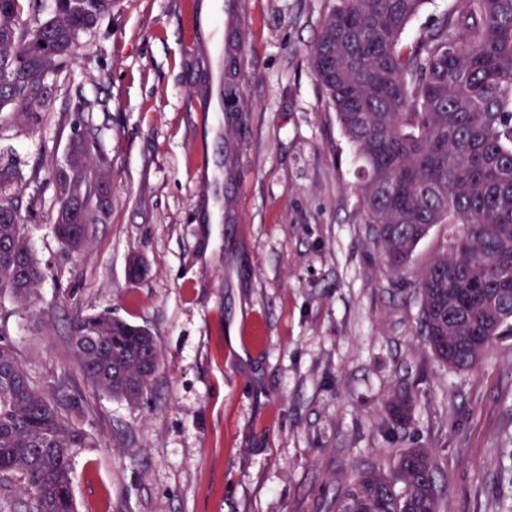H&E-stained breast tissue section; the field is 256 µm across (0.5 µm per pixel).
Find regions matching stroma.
Returning a JSON list of instances; mask_svg holds the SVG:
<instances>
[{"label":"stroma","instance_id":"obj_1","mask_svg":"<svg viewBox=\"0 0 512 512\" xmlns=\"http://www.w3.org/2000/svg\"><path fill=\"white\" fill-rule=\"evenodd\" d=\"M237 2V111L198 109L230 34L201 37L194 0H113L49 109L0 115L43 272L29 301L0 293V335L95 439L74 454L77 512H333L405 446L434 451L441 512H512V338L468 372L420 336L418 282L449 250L447 225L403 277L384 268L309 61L334 0ZM77 133L111 162L112 218L73 253L54 231L51 171ZM107 311L163 353L136 405L90 385L70 350L74 315ZM408 389L399 428L387 403Z\"/></svg>","mask_w":512,"mask_h":512}]
</instances>
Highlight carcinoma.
Segmentation results:
<instances>
[{
  "label": "carcinoma",
  "mask_w": 512,
  "mask_h": 512,
  "mask_svg": "<svg viewBox=\"0 0 512 512\" xmlns=\"http://www.w3.org/2000/svg\"><path fill=\"white\" fill-rule=\"evenodd\" d=\"M426 0H336L309 48L315 78L354 147L366 223L396 276L435 224L452 250L418 284L419 332L436 358L473 370L512 335V0H455L423 37L402 40ZM112 0H0V112L34 114L53 97L54 75L75 61L81 34ZM28 19H22V13ZM18 169L0 162V291L21 300L42 275L11 193ZM53 223L72 251L86 235L70 224H105L110 165L94 139H71L53 171ZM74 356L86 380L137 404L151 391L162 353L145 328L111 315H79ZM412 391L388 405L410 422ZM78 405L51 397L0 343V512H75L72 460L92 443L69 421ZM429 448H397L387 470L369 468L336 499V512H440L443 495ZM22 494L14 497L12 489Z\"/></svg>",
  "instance_id": "cac0c4a2"
}]
</instances>
